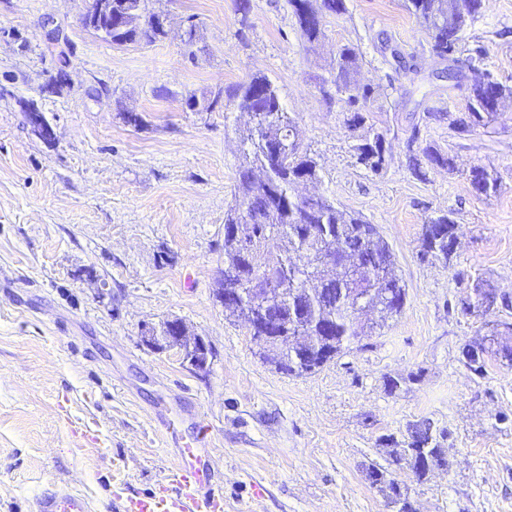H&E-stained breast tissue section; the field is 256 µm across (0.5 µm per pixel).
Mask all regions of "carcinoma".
Returning a JSON list of instances; mask_svg holds the SVG:
<instances>
[{
	"label": "carcinoma",
	"instance_id": "obj_1",
	"mask_svg": "<svg viewBox=\"0 0 512 512\" xmlns=\"http://www.w3.org/2000/svg\"><path fill=\"white\" fill-rule=\"evenodd\" d=\"M150 0H112V13L128 14L136 24L125 30H112V43L160 40L154 28L156 12L149 8ZM465 13H448L449 0H406V8L422 22L431 39L434 54L450 62L448 78L458 77L462 61L455 57L468 22L480 12L484 0H466ZM301 35L309 42L318 40L322 32V12L340 14L344 0H322L320 9L311 0H288ZM359 58L356 48L345 44L338 49L334 79L349 88L346 101L350 112L348 122L365 129L360 142L351 146L356 163L374 173L386 165L385 135L371 123L366 111L367 101L374 93L368 84L357 82ZM266 95L267 123L262 129L250 126L239 133L238 195L224 213V223L236 224L239 240H224V269L241 266L252 274H265L263 248L270 239L280 241L281 257L273 266L275 286L285 288L275 302L270 315L277 317L290 330H299V337L287 347L280 361L297 365L288 374L303 376L315 372L349 349L358 336L359 323L354 306H368L377 311L375 326L383 328L401 315L406 303V288L396 274L395 260L389 244L373 224L340 211L325 195L297 196L293 187L301 183L320 181L317 162L300 151L295 122L284 112L276 86L265 75L253 74L246 81L225 91L185 99L188 108L202 106L213 112L228 96L244 112L254 106V98ZM512 100V83L490 76L487 86L475 83L469 88L466 115L470 123L452 113L440 114L449 125L465 130L472 126H487L493 122L500 107ZM292 136L296 143L288 155L276 160L269 147L282 137ZM418 136L407 142V164L411 173L426 179L421 157L441 166L452 167V159L427 146L414 149ZM470 183L476 193L489 196L498 191L499 178L482 167L470 171ZM461 226L451 214H441L423 228V255L429 254L448 261L453 251L448 242L457 239ZM336 252V268L305 279L299 266L312 264L323 253ZM491 356L512 366V326L497 332ZM410 448H426L439 461H444V449L431 433L428 424L411 433Z\"/></svg>",
	"mask_w": 512,
	"mask_h": 512
}]
</instances>
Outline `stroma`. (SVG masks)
<instances>
[{
    "mask_svg": "<svg viewBox=\"0 0 512 512\" xmlns=\"http://www.w3.org/2000/svg\"><path fill=\"white\" fill-rule=\"evenodd\" d=\"M238 3L152 0L166 38L116 45L83 26L85 0H0V512H29L61 485L92 512H119L117 463L130 493L150 492L173 462L161 400L209 426L224 512H394L366 478L375 466L417 512H512V368L488 356L477 373L461 354L484 333L462 309L467 284L481 276L512 296V103L488 126L451 129L441 115L464 112L475 69L448 79L404 0H345L313 43L288 0H250L245 17ZM345 44L374 89L378 173L352 156L362 131L344 103L321 92ZM459 56L512 76V0H485ZM255 73L318 163L316 192L377 227L407 292L397 320L303 376L265 363L214 295L249 116L229 100L196 112L185 99ZM27 102L52 142L33 134ZM413 136L453 169L417 179ZM477 166L500 175L495 195L472 191ZM447 212L463 227L453 257L424 256V224ZM175 318L209 344L206 370L145 341V327ZM422 421L448 464L420 479L392 450Z\"/></svg>",
    "mask_w": 512,
    "mask_h": 512,
    "instance_id": "obj_1",
    "label": "stroma"
}]
</instances>
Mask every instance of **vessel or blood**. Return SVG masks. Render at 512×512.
Instances as JSON below:
<instances>
[{"mask_svg":"<svg viewBox=\"0 0 512 512\" xmlns=\"http://www.w3.org/2000/svg\"><path fill=\"white\" fill-rule=\"evenodd\" d=\"M192 442L178 448L164 479L147 494L125 495V477L115 472L113 495L121 512H224V495L218 489L204 454L208 428L194 418ZM30 512H91L87 499L67 487H55L37 495Z\"/></svg>","mask_w":512,"mask_h":512,"instance_id":"b4317fda","label":"vessel or blood"}]
</instances>
